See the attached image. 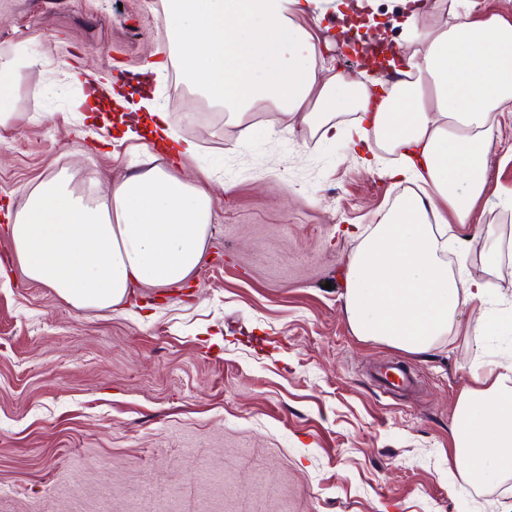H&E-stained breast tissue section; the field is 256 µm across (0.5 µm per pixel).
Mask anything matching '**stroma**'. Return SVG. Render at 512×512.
Returning <instances> with one entry per match:
<instances>
[{
    "mask_svg": "<svg viewBox=\"0 0 512 512\" xmlns=\"http://www.w3.org/2000/svg\"><path fill=\"white\" fill-rule=\"evenodd\" d=\"M319 5L325 67L366 79L341 53L336 0ZM162 13L163 0H0V58H37L0 127V512H512V473L459 472L451 435L473 374L512 360V335L478 333L480 314L512 315V111L495 129L489 199L448 227L452 266L492 300L411 355L355 336L343 295L363 237L416 182L388 177L377 147L287 131L279 110L236 124L192 89L171 97L170 69L142 72L166 49ZM78 63L166 112L199 146L181 176L208 172L215 200L202 264L105 312L31 282L3 232L47 177L86 195L173 165L146 147L141 113L114 138L71 112L86 86L43 95ZM390 365L411 385L385 388Z\"/></svg>",
    "mask_w": 512,
    "mask_h": 512,
    "instance_id": "1",
    "label": "stroma"
}]
</instances>
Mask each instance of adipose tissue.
<instances>
[{
    "instance_id": "1",
    "label": "adipose tissue",
    "mask_w": 512,
    "mask_h": 512,
    "mask_svg": "<svg viewBox=\"0 0 512 512\" xmlns=\"http://www.w3.org/2000/svg\"><path fill=\"white\" fill-rule=\"evenodd\" d=\"M316 0H165L167 57L185 83L240 123L260 102L289 124L331 135L345 113L350 143L408 164L421 192L399 196L348 264L343 311L354 335L428 352L489 283L448 266L449 221L471 223L489 196L486 162L512 106V21L459 12L454 0L406 5L412 51L378 89L324 74ZM213 197L203 178L159 167L109 183L96 198L57 175L40 182L8 226L25 275L79 309L113 310L134 284L183 282L201 264ZM458 467L482 479L512 471V365L475 374L455 405Z\"/></svg>"
}]
</instances>
